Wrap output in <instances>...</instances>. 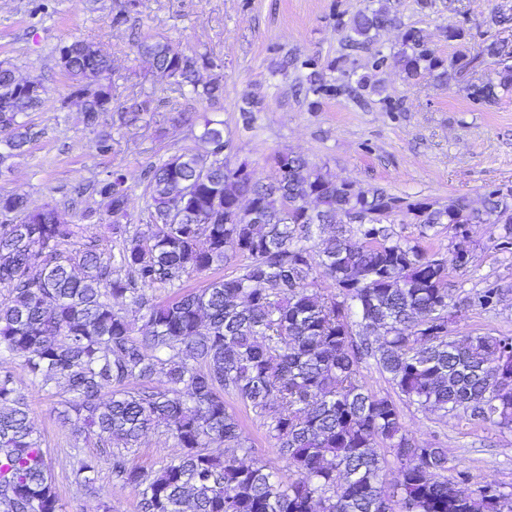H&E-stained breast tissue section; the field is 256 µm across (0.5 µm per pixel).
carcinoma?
<instances>
[{"instance_id":"carcinoma-1","label":"carcinoma","mask_w":512,"mask_h":512,"mask_svg":"<svg viewBox=\"0 0 512 512\" xmlns=\"http://www.w3.org/2000/svg\"><path fill=\"white\" fill-rule=\"evenodd\" d=\"M336 24L348 46L368 50L380 33L401 29V47L376 51L371 71L340 60L292 58L302 72L297 92L320 108L346 92L357 99L375 90V72L392 63L410 80L428 74L449 85L485 69L491 76L466 85L472 100L494 104L512 88V42L492 35L473 41L470 29L442 28L452 47L445 57L422 30L402 26L390 0H363ZM490 29H512V9L493 7ZM137 52L192 98L223 96V65L168 41L141 42ZM58 65L82 97L84 124L96 128L107 112L127 124L151 101L113 104L99 80L111 61L85 39L58 50ZM208 69V81L200 70ZM338 72L334 78L330 73ZM357 79H352V76ZM21 86L14 66L0 62V165L19 156L31 136L24 116L43 102ZM203 150H185L147 172L153 223L130 232L124 175L98 181L109 200L118 254L106 256L91 239L63 248L76 236L49 202L31 207L0 193V361L16 363L43 390L64 389L60 417L73 437L74 482L98 495L95 473L105 461L112 481L131 488L139 512H512V488L465 491L453 480L444 448L416 443L396 400L365 384L360 364L371 358L388 375L399 399L446 417L460 411L485 423L512 426V336H448L452 258L437 259L418 244L393 238L392 217L409 215L423 227L500 224V245L512 246V203L491 190L483 208L464 199L444 205L405 200L379 187L362 189L329 178L301 155L279 154L276 175L261 181L244 166H229L224 122L204 118ZM319 207L312 209L309 201ZM316 224H357L362 242L340 229L308 247ZM242 256L238 274L156 303L145 290L175 286L185 273L205 274ZM330 277L338 293L317 281ZM495 285L469 297V306L497 304ZM142 312L148 332L134 334L122 307ZM142 380L137 389L131 380ZM269 413L268 436L291 477L283 481L242 440L239 420L224 395ZM162 426L182 452L160 469L130 464L127 451ZM92 441L93 456L80 444ZM226 445L224 455L210 451ZM251 457L244 463L241 457ZM393 464L399 481L387 488L381 473ZM41 434L29 417L27 394L12 371H0V512H62Z\"/></svg>"}]
</instances>
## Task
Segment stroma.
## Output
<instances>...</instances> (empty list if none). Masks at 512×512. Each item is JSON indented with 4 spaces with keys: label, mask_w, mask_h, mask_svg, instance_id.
Listing matches in <instances>:
<instances>
[{
    "label": "stroma",
    "mask_w": 512,
    "mask_h": 512,
    "mask_svg": "<svg viewBox=\"0 0 512 512\" xmlns=\"http://www.w3.org/2000/svg\"><path fill=\"white\" fill-rule=\"evenodd\" d=\"M122 0H0V61L38 78L43 105L27 114L32 138L20 156L0 166V191L26 197L31 206L56 205L62 222L74 225L79 238H95L104 254L119 243L105 222L108 201L95 191L112 170L126 176L131 228L151 223L145 169L172 155L196 148L204 117L223 121L232 142L230 164L247 163L257 178L276 175L274 158L282 152L303 155L338 181L362 188L381 187L403 198H427L442 204L462 198L480 206L492 189L512 195V91L492 105L469 99L460 84L441 85L424 75L406 81L393 68L377 71L378 88L357 103L347 96L323 100L320 109L295 97L298 71H280L281 56H316L330 61L366 64L367 53L346 45L336 26L340 13L352 14L359 0H139L128 22L112 19ZM407 26L427 34L443 54L451 49L441 34L448 21L471 26L475 37L493 6L512 8V0H435L420 10L417 0H393ZM80 37L94 42L112 61L108 84L115 100L133 103L152 98V109L130 125L104 115L97 128H87L71 82L57 64L62 44ZM166 39L183 49L224 63V96L211 104L182 95L179 87L156 72L137 54L135 41ZM260 101L251 121L240 112L245 100ZM391 100L395 111L383 107ZM184 122L171 126L170 114ZM112 137V150L97 153L98 135ZM395 238L420 242L436 257H447L457 241L455 230L437 227L422 236L413 219H395ZM470 262L449 269L444 286L450 303L459 305L448 322L450 338L490 334L512 336V248L499 244L495 224L466 227ZM504 295L491 310L466 309L463 301L490 284ZM12 372L25 388L30 417L41 432L63 512H138L130 488L115 484L107 465H100V497L79 492L73 481L71 434L58 418L62 389L42 391L20 367ZM234 410L243 440L271 470L285 472L268 437L263 416L243 405ZM402 421L419 444L448 451L450 471L470 474L469 490L487 484L512 488V428L470 419L466 414L443 417L410 405L401 407ZM178 449L164 428L142 436L129 453L131 462L158 470Z\"/></svg>",
    "instance_id": "35a3bbf8"
}]
</instances>
